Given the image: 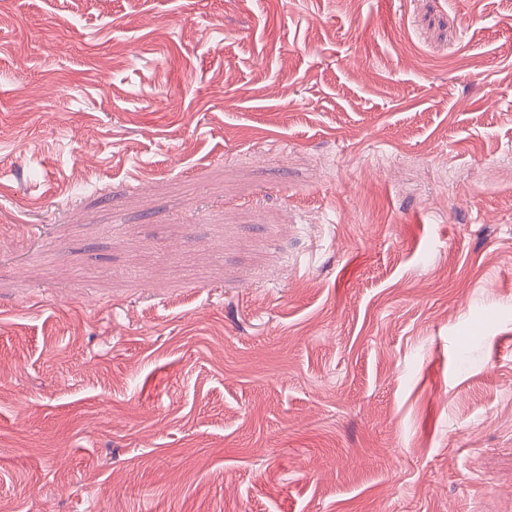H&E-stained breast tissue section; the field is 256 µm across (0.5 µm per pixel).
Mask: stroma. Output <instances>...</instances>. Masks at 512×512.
<instances>
[{"instance_id":"35a3bbf8","label":"stroma","mask_w":512,"mask_h":512,"mask_svg":"<svg viewBox=\"0 0 512 512\" xmlns=\"http://www.w3.org/2000/svg\"><path fill=\"white\" fill-rule=\"evenodd\" d=\"M0 512H512V0H0Z\"/></svg>"}]
</instances>
